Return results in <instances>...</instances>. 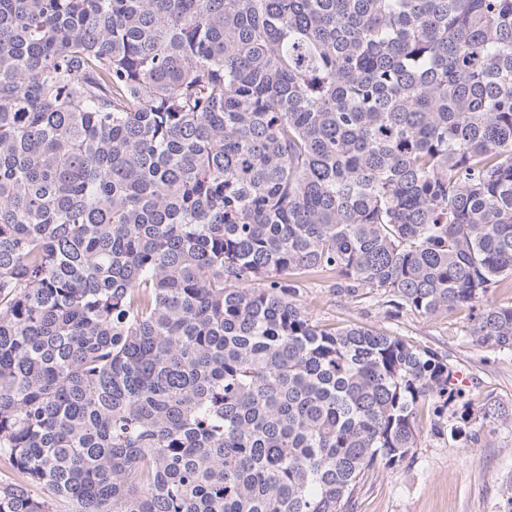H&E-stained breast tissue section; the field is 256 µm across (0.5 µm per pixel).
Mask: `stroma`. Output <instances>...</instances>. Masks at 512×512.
I'll list each match as a JSON object with an SVG mask.
<instances>
[{"mask_svg": "<svg viewBox=\"0 0 512 512\" xmlns=\"http://www.w3.org/2000/svg\"><path fill=\"white\" fill-rule=\"evenodd\" d=\"M332 273L306 276L300 300L312 321L335 329L362 325L384 330L446 356L463 374L472 416L494 402L512 405V354L473 346L463 338L469 308L431 317L396 319L370 302L352 303L336 291ZM512 476V426L481 430L479 442L424 432L418 448L396 469L377 468L355 495L349 512H499L500 484Z\"/></svg>", "mask_w": 512, "mask_h": 512, "instance_id": "35a3bbf8", "label": "stroma"}]
</instances>
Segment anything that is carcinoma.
Here are the masks:
<instances>
[{
    "instance_id": "cac0c4a2",
    "label": "carcinoma",
    "mask_w": 512,
    "mask_h": 512,
    "mask_svg": "<svg viewBox=\"0 0 512 512\" xmlns=\"http://www.w3.org/2000/svg\"><path fill=\"white\" fill-rule=\"evenodd\" d=\"M317 273L512 353V0H0V512H348L463 391Z\"/></svg>"
}]
</instances>
